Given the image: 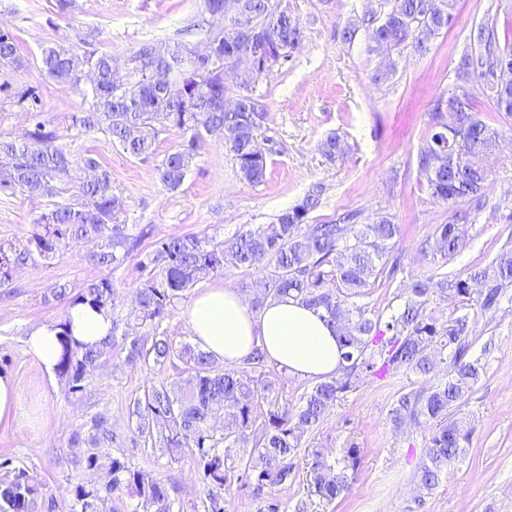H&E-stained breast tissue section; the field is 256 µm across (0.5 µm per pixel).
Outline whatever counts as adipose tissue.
Instances as JSON below:
<instances>
[{
  "mask_svg": "<svg viewBox=\"0 0 512 512\" xmlns=\"http://www.w3.org/2000/svg\"><path fill=\"white\" fill-rule=\"evenodd\" d=\"M67 318L73 339L87 346L100 344L112 332L107 312L78 305ZM187 324L196 346L227 364L241 362L258 346L288 374L320 382L335 376L341 362L335 327L321 311L288 297L268 299L255 309L236 289L212 285L195 296ZM59 334L58 326L43 323L26 337L28 352L50 378L60 356Z\"/></svg>",
  "mask_w": 512,
  "mask_h": 512,
  "instance_id": "obj_1",
  "label": "adipose tissue"
}]
</instances>
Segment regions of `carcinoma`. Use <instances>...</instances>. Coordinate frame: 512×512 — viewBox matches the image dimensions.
I'll use <instances>...</instances> for the list:
<instances>
[{
	"label": "carcinoma",
	"instance_id": "carcinoma-1",
	"mask_svg": "<svg viewBox=\"0 0 512 512\" xmlns=\"http://www.w3.org/2000/svg\"><path fill=\"white\" fill-rule=\"evenodd\" d=\"M240 2L265 38L251 41L241 28L229 23L208 32L207 40L213 45L208 65L187 78L178 61H172V85L163 92L144 80L157 60L151 43L122 56L95 52L79 56L45 46L40 51V71L54 83L70 87L79 83L77 72L89 68L96 80L84 95V106L72 116L73 124L87 132L108 134L131 156L152 153L150 129L158 120L190 134L188 147L168 154L158 166L159 179L168 189L181 186L201 131L214 128L224 132L240 176L250 183L261 182L267 152L257 150L255 144L265 113L248 94L226 96L224 80L233 72L235 51L251 53L261 77L288 60L302 32L299 20L288 10L271 6L270 0ZM390 2L383 21L362 22L370 51L387 57L408 44L417 54H427L430 40L452 21L449 0ZM475 42V50L461 59L457 79L462 81L475 71L484 73L497 112L509 119L512 59L507 56H512V44L500 45L493 24L480 25ZM16 61L17 37L0 28V77ZM0 96L29 111L40 105L35 90H17L6 79L0 80ZM429 128L416 163L430 197L444 204L481 203L489 181L482 160L496 146L499 131L475 110L467 93L437 97L429 110ZM318 150L333 162L346 154L347 145L340 135L331 133ZM88 166L95 167L97 175L83 181L78 171ZM76 182L83 201L60 200L66 186ZM322 193L323 188L315 184L300 203L280 213L276 222L249 227L216 244L193 235L161 241L141 263L142 278L126 318V325L141 329L138 335L118 334L115 323L112 335L100 345L84 347L72 339L68 320L59 323L62 350L56 372L72 397L83 393L103 356L115 349L130 365L178 360L186 366L188 378L169 387H151L135 399L132 414L139 419L137 431L145 444L172 460L190 455L201 474L204 512H224V491L234 480L258 491L287 485L296 474L305 436L324 421L343 394L363 378H383L392 370L402 368L426 376L436 360L447 365L445 379L423 391L399 396L392 409V421L398 427L407 421L430 426L416 475L421 493L428 495L439 486L470 442L473 428L454 417L451 409L486 373L485 356L492 343L475 353V314L497 312L512 289V248H501L490 263L464 278L417 274L399 296L400 304L376 312L354 299L363 296L385 256L386 242L399 234V225L386 216L364 223L356 210L339 215L334 222L309 224L308 215ZM0 194L50 199V207L35 219L25 243L0 244V288L9 285V272L37 257L48 260L73 240H100V249L91 252L88 261L103 270L118 267L127 257L124 206L113 191L111 173L89 155L82 164L75 163L41 121L20 141L0 139ZM463 245L455 222L437 226L435 247L444 259L454 258ZM228 263L243 269H268L264 291L253 302L254 308L269 298L292 296L322 311L328 323L342 331L336 376L315 384L296 407L279 403L278 375L261 370L247 377L235 368H221L198 347L176 348L157 332L189 289L223 271ZM475 283L480 288H471ZM51 294L69 308L87 305L109 312L115 304L108 275L78 287L59 283ZM434 297L459 298L469 303L470 311L441 321L426 312ZM85 425L94 431L86 467L106 469V478L95 486H71L74 512H103V505L116 499L134 501L132 512H175V498L162 479L104 452L113 440L105 415L94 414ZM358 464L355 447L346 449L339 465L312 451L307 476L314 493L328 502L340 497L348 490ZM0 471V512H37L47 495V485L38 475L9 458L0 460Z\"/></svg>",
	"mask_w": 512,
	"mask_h": 512
}]
</instances>
